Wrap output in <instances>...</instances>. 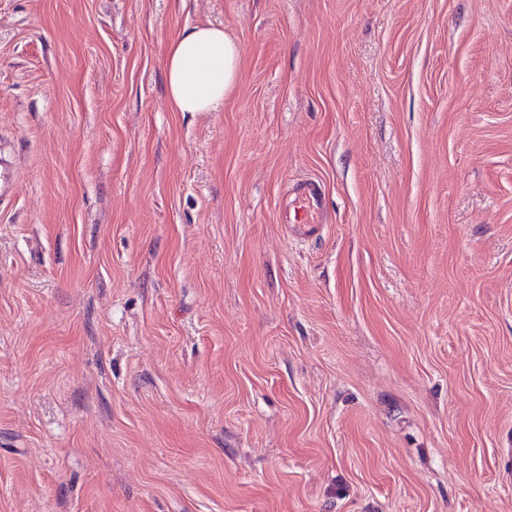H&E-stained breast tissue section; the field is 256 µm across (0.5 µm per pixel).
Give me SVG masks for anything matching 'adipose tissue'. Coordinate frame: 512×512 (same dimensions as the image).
<instances>
[{
    "label": "adipose tissue",
    "instance_id": "ef3b65f1",
    "mask_svg": "<svg viewBox=\"0 0 512 512\" xmlns=\"http://www.w3.org/2000/svg\"><path fill=\"white\" fill-rule=\"evenodd\" d=\"M168 104L176 112H210L221 106L241 79L240 50L224 29H184L167 49L164 65Z\"/></svg>",
    "mask_w": 512,
    "mask_h": 512
}]
</instances>
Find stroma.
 Instances as JSON below:
<instances>
[{
    "label": "stroma",
    "instance_id": "35a3bbf8",
    "mask_svg": "<svg viewBox=\"0 0 512 512\" xmlns=\"http://www.w3.org/2000/svg\"><path fill=\"white\" fill-rule=\"evenodd\" d=\"M1 156L0 512H512V0H0ZM164 70L174 112H211L240 82L239 46L222 28L189 27L168 46ZM295 200L298 204L299 217L297 223L306 228L305 233L311 234L320 224L323 213L321 205V187L318 182L306 180L298 183L294 189Z\"/></svg>",
    "mask_w": 512,
    "mask_h": 512
}]
</instances>
